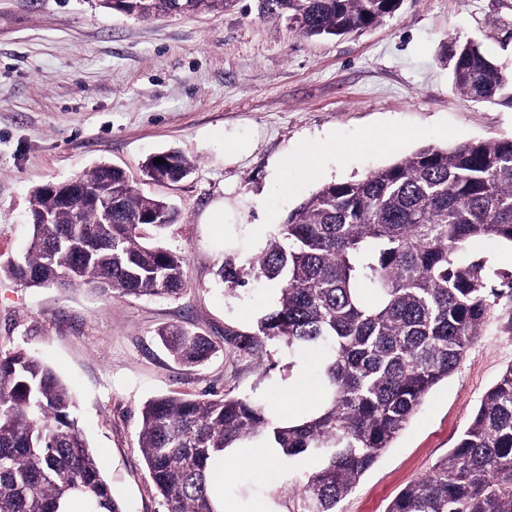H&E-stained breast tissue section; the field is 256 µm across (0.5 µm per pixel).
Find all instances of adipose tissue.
Segmentation results:
<instances>
[{
    "label": "adipose tissue",
    "mask_w": 512,
    "mask_h": 512,
    "mask_svg": "<svg viewBox=\"0 0 512 512\" xmlns=\"http://www.w3.org/2000/svg\"><path fill=\"white\" fill-rule=\"evenodd\" d=\"M279 456V449L252 446L246 443L226 449L223 458L215 461L211 473L212 490L221 512H276V505L270 497L253 500L248 509H240L237 502L225 498L224 487L232 483L242 462H250L255 474L259 475L262 474L263 466L267 461Z\"/></svg>",
    "instance_id": "obj_1"
}]
</instances>
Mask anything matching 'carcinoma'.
I'll return each mask as SVG.
<instances>
[{"label":"carcinoma","instance_id":"1","mask_svg":"<svg viewBox=\"0 0 512 512\" xmlns=\"http://www.w3.org/2000/svg\"><path fill=\"white\" fill-rule=\"evenodd\" d=\"M235 0H104L137 19L196 15ZM401 0H261L263 15L306 37L361 33ZM444 60L469 100L512 108V67L472 41ZM161 158L165 163H154ZM193 163L177 151L150 156L144 174L175 183ZM66 202L50 184L31 193L26 254L0 266L30 287L89 288L106 298L176 297L185 258L144 241L177 222L164 199L140 192L126 172L100 165L71 180ZM512 244V139L426 144L361 179L320 186L288 213L250 262L279 285L274 310L253 333H229L239 351L271 343L288 357L321 351L322 395L285 422L248 395L171 393L145 403L138 444L165 512H219L211 463L238 442L281 449L280 512H336L405 429L429 391L460 366L512 274L468 254L471 243ZM217 276L242 284L226 261ZM157 336L179 363L201 367L216 346L169 325ZM75 398L44 360L0 353V512H125L71 416ZM386 512H512V365L482 397L448 455L404 487Z\"/></svg>","mask_w":512,"mask_h":512}]
</instances>
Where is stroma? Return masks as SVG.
Here are the masks:
<instances>
[{"instance_id":"obj_1","label":"stroma","mask_w":512,"mask_h":512,"mask_svg":"<svg viewBox=\"0 0 512 512\" xmlns=\"http://www.w3.org/2000/svg\"><path fill=\"white\" fill-rule=\"evenodd\" d=\"M453 41L476 42L512 64V0H402L362 34L322 38L264 17L259 0L149 21L101 0H0V265L28 248L32 189L101 162L180 211L163 234L147 235L185 257L179 297L107 299L0 275V347L35 352L74 391L78 424L126 512H164L138 448L149 399L229 393L270 403L279 383L298 377L309 396L286 413L313 404L317 356L292 362L271 344L260 360L225 341L228 330L254 331L279 287L250 277L228 290L216 276L224 260L248 269L288 212L323 184L361 178L425 144L512 138V108L477 104L455 89L438 60ZM376 131L391 132L395 145H369ZM228 140L245 151L228 154ZM316 141L336 147L313 171L298 152ZM168 150L193 161V173L171 184L142 181V163ZM219 204L223 223H209ZM169 324L215 343L206 366L172 359L156 335ZM511 365L505 298L458 370L432 388L337 512H386L447 455ZM284 480L273 460L261 480L239 469L224 494L245 507Z\"/></svg>"}]
</instances>
